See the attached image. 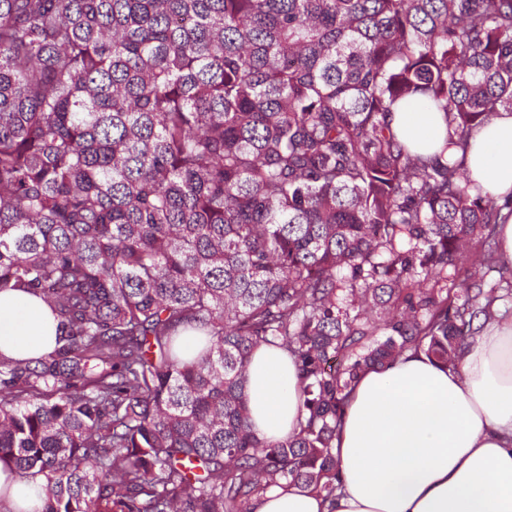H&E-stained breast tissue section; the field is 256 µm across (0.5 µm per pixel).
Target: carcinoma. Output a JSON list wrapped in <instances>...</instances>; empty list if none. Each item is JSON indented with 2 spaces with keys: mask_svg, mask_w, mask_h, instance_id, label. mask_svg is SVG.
I'll return each mask as SVG.
<instances>
[{
  "mask_svg": "<svg viewBox=\"0 0 512 512\" xmlns=\"http://www.w3.org/2000/svg\"><path fill=\"white\" fill-rule=\"evenodd\" d=\"M414 98L456 157L398 138ZM500 111L512 0H0V291L57 321L47 356L0 354V464L42 512L332 499L359 373L451 364L495 316L481 280L440 283L472 240L497 263L503 206L465 167ZM263 344L304 383L276 443L245 395Z\"/></svg>",
  "mask_w": 512,
  "mask_h": 512,
  "instance_id": "carcinoma-1",
  "label": "carcinoma"
}]
</instances>
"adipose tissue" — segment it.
Masks as SVG:
<instances>
[{
	"label": "adipose tissue",
	"instance_id": "adipose-tissue-1",
	"mask_svg": "<svg viewBox=\"0 0 512 512\" xmlns=\"http://www.w3.org/2000/svg\"><path fill=\"white\" fill-rule=\"evenodd\" d=\"M393 128L413 151L441 150L443 113L401 103ZM469 178L499 202L512 196V113L473 130ZM56 321L38 297L0 291V353L35 359L54 347ZM252 430L277 440L298 426L304 400L288 353H253L246 381ZM333 454L340 488H271L256 512H512V319L486 321L454 366L405 353L365 369L340 417Z\"/></svg>",
	"mask_w": 512,
	"mask_h": 512
}]
</instances>
